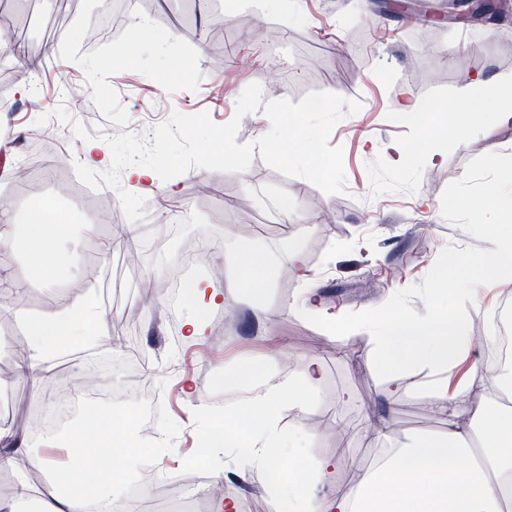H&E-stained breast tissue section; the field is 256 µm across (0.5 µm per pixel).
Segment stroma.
<instances>
[{
  "instance_id": "35a3bbf8",
  "label": "stroma",
  "mask_w": 512,
  "mask_h": 512,
  "mask_svg": "<svg viewBox=\"0 0 512 512\" xmlns=\"http://www.w3.org/2000/svg\"><path fill=\"white\" fill-rule=\"evenodd\" d=\"M101 3L12 0L0 10V71H17L25 58L40 87L36 94H0L7 106L0 112V202L28 208L54 199L74 225L57 248L81 256L78 271L61 274L60 296L49 297L35 280L0 293V309L52 315L78 295L99 301L100 328L114 339L92 354L99 378H111L116 388L142 386L162 408L164 465L149 474L153 487L180 475L182 450L220 434L223 418H240L215 382L250 360L270 359L274 382L293 374L302 358L318 360L313 404L278 406L274 414L281 434L299 425L307 430L301 459H335L324 493L345 492L357 467L377 455L365 419L382 420L396 443L443 432L427 395L430 370L404 369L399 387H390L365 367L369 332L336 337L298 310L309 292L314 313L328 318L374 309L421 283L446 247L491 249L442 217L441 196L489 146L512 156V122L459 127L448 115L472 108L465 93L477 74L512 95V57L499 48L512 39V15L469 26L445 22L448 0H289L262 16L260 0H138L149 27L126 25L111 42L87 50L78 40L59 43L63 30L85 31ZM167 33L175 41L165 51L155 39ZM122 46L126 54L117 55ZM475 50L472 73L461 74L459 58ZM408 97L417 104L412 120L395 110ZM270 117L290 124L296 140L319 156L316 171L288 163L289 143L266 136ZM118 120L128 134L112 133ZM48 137L62 165L22 187L15 178L20 155ZM228 140L237 148L229 162ZM430 140L440 160L396 163L394 146ZM89 144L111 155L110 168L82 165ZM135 166L150 167L153 182L133 186L127 173ZM81 181L128 190L131 202L113 211L111 222L98 223L95 206L72 193ZM171 184L172 203L186 210L177 225L153 207ZM283 197L297 209L281 225L268 204ZM201 238L215 246L227 303L206 312V333L194 341L184 329L170 331L169 320L183 321L187 306L174 304L160 282L184 243ZM294 242L306 255L304 282L287 260ZM238 245L263 248L277 262L265 317L240 286L231 260ZM511 300L512 280L485 285L467 304L478 338L469 360L485 364L481 339ZM129 318L138 330L128 350L116 336L120 320ZM21 332L17 321L0 322V387L19 403L9 422L38 453L66 461L65 449L46 445L31 426L45 391L19 369L29 354L13 342ZM200 468L224 485L226 497L269 512L268 472L243 466L236 449H215Z\"/></svg>"
}]
</instances>
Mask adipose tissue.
Wrapping results in <instances>:
<instances>
[{"label":"adipose tissue","instance_id":"adipose-tissue-1","mask_svg":"<svg viewBox=\"0 0 512 512\" xmlns=\"http://www.w3.org/2000/svg\"><path fill=\"white\" fill-rule=\"evenodd\" d=\"M468 95L477 101L476 111L455 114V123L473 122L478 113L501 124L512 121V99L495 95L483 77H475ZM65 227L64 219L50 203L25 211L0 207V269L10 268L17 255L28 257L27 267L12 278V285L23 286L33 275L52 288L58 283V268L79 264V255L55 250ZM231 256L242 287L253 289L255 302H262L258 288L269 283L275 273L270 255L261 249L238 246ZM223 302V290L210 281L189 284L185 327L191 339L205 334L201 310ZM98 316V306L88 297L73 299L52 317L15 312L29 348L24 372L37 382L50 374L53 354L78 345L110 344V337L94 329ZM373 321L378 335L367 363L369 371L395 386L405 368L435 370L430 398L446 417L447 432L421 436L404 445L389 444L375 462L360 467L355 483L339 496L321 490L323 478L335 466L333 459L301 465L300 479L294 486L273 483V504H280L292 489L302 505L301 512H512V409L490 412L484 399L462 404L459 391L449 390L444 377L448 368L469 352L473 342L456 315L441 310L428 320L417 321L399 314H378ZM267 367V361L256 360L225 374V393L232 395L239 388H248L250 406L270 409L285 401L298 406L311 402L321 376L315 358L304 359L292 376L278 383L268 381ZM278 438L275 417L270 413L261 421L251 422L247 436L228 428L212 438L210 445L240 449L247 466L272 472L282 465V453L270 449ZM56 443L68 451L66 466H58L52 457L32 453L26 446L12 455L0 456V468L16 473L17 498L43 500L45 512H123L124 481L143 482L147 472L158 464L155 455L125 453V478L118 481L111 477V432H96L83 442L65 433ZM452 455L469 460V467L450 464L448 458ZM32 466L49 472L47 483L30 482L28 469Z\"/></svg>","mask_w":512,"mask_h":512}]
</instances>
